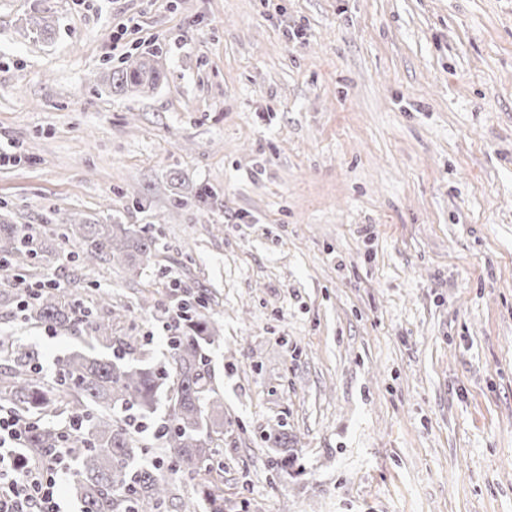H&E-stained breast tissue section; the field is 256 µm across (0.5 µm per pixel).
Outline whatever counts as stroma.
Listing matches in <instances>:
<instances>
[{
	"mask_svg": "<svg viewBox=\"0 0 512 512\" xmlns=\"http://www.w3.org/2000/svg\"><path fill=\"white\" fill-rule=\"evenodd\" d=\"M0 150L12 223L153 236L93 277L146 362L171 279L219 319L224 512H512V0H0ZM151 57H128L122 66L110 68L106 75L108 86L115 93L140 92L145 88L154 90L161 83L163 74Z\"/></svg>",
	"mask_w": 512,
	"mask_h": 512,
	"instance_id": "stroma-1",
	"label": "stroma"
}]
</instances>
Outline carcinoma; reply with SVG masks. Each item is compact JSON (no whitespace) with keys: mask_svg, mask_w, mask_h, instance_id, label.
I'll return each instance as SVG.
<instances>
[{"mask_svg":"<svg viewBox=\"0 0 512 512\" xmlns=\"http://www.w3.org/2000/svg\"><path fill=\"white\" fill-rule=\"evenodd\" d=\"M31 30L46 40L54 33L49 17L30 20ZM163 74L154 59L138 55L109 69L108 86L115 93L155 89ZM64 240L75 248L72 257L88 269L99 263H118L134 275L155 257V242L129 224H100L71 219ZM56 254L54 234L16 224L0 225V262L18 270L29 260ZM112 293L97 290L96 303L88 306L71 288H45L24 312L25 322L48 327L58 335L79 333L111 354L90 356L74 351L57 363L56 376L46 382L37 372L35 355L26 347L0 335V400L19 416H35L28 433L27 452L32 457L55 452L69 444L77 448L72 490L84 512H165L171 499V482L163 471L134 465L142 453L140 434L123 421L127 411L141 419L151 417L168 377H174L170 411L164 436L159 439L160 459L171 473L192 482L207 505V512H224V488L213 478L220 470L224 448V400L211 385L204 346L220 338L219 324L199 314L197 297L182 302L189 307L181 322L167 362L158 367L143 364L137 350L140 336L112 335V321L98 315L110 304ZM58 417L82 420L76 437L68 440Z\"/></svg>","mask_w":512,"mask_h":512,"instance_id":"obj_1","label":"carcinoma"}]
</instances>
